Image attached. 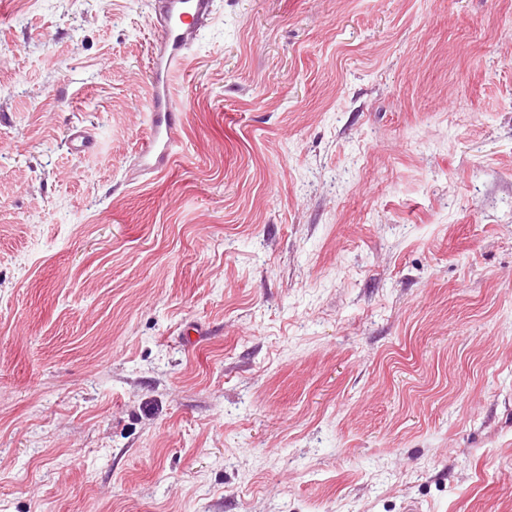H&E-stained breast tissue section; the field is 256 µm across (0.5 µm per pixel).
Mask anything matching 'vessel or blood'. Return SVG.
Segmentation results:
<instances>
[{
	"mask_svg": "<svg viewBox=\"0 0 512 512\" xmlns=\"http://www.w3.org/2000/svg\"><path fill=\"white\" fill-rule=\"evenodd\" d=\"M165 25L158 34L159 53L153 59L148 136L140 151L149 171H163L177 154L181 141L178 110L173 104L172 78L190 49L189 38L210 13V0H162Z\"/></svg>",
	"mask_w": 512,
	"mask_h": 512,
	"instance_id": "obj_1",
	"label": "vessel or blood"
}]
</instances>
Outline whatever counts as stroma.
Wrapping results in <instances>:
<instances>
[{
  "label": "stroma",
  "mask_w": 512,
  "mask_h": 512,
  "mask_svg": "<svg viewBox=\"0 0 512 512\" xmlns=\"http://www.w3.org/2000/svg\"><path fill=\"white\" fill-rule=\"evenodd\" d=\"M158 6L0 0V512H512V0H212L160 173Z\"/></svg>",
  "instance_id": "obj_1"
}]
</instances>
